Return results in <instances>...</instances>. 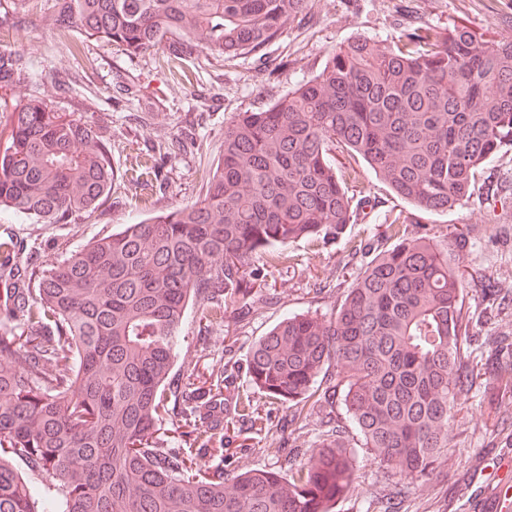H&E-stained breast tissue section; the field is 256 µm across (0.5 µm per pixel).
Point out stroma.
Returning a JSON list of instances; mask_svg holds the SVG:
<instances>
[{
	"mask_svg": "<svg viewBox=\"0 0 512 512\" xmlns=\"http://www.w3.org/2000/svg\"><path fill=\"white\" fill-rule=\"evenodd\" d=\"M12 3L0 0V48L24 56L29 77L8 90V98L18 102L42 92L48 75L65 77L69 88L54 96L56 108L91 120L109 115L112 167L119 179L107 203L67 224H34L8 211L0 213V236L9 234L22 242V260L37 269L122 225L195 200L214 168L231 117L264 107L311 78L341 43L357 36L392 43L412 26L442 28L457 23L512 35V0H313L261 55L227 61L199 51L185 62L184 77L176 80L162 51L132 54L74 28L53 29L47 17L54 0H28L19 10ZM188 129L195 132L199 147L168 158L167 189L151 187L138 196L127 194L121 181L144 141L164 140ZM339 174L358 212L356 220L327 248L298 240L282 249L274 267L256 259V267L267 270L274 300L247 314L234 313L227 322L205 330L195 310L187 312L170 375L172 385H180L193 371L220 369L226 352H233L238 364L236 390L252 395L267 415L271 430L266 443L285 446L279 453L244 451L241 436L226 433L227 469L285 472L289 450L312 447L324 415H345L338 397L327 409L308 405L306 419L294 424L287 405L254 391L246 365L253 343L284 316L330 314L336 297L317 296L318 284L348 287L382 247V224L411 211L358 158L342 156ZM415 218L420 230L439 236L441 246L458 258L465 309L475 313L484 309L488 285L512 295V142L486 164L474 196L465 205L445 212H419ZM462 230L467 241L460 248L454 237ZM353 240L366 244V252L351 254ZM470 366L475 383L456 408L448 459L439 473L398 490L365 449H358V486L336 503L333 512H488L494 489L512 480V387L486 385L491 363L481 353H472Z\"/></svg>",
	"mask_w": 512,
	"mask_h": 512,
	"instance_id": "35a3bbf8",
	"label": "stroma"
}]
</instances>
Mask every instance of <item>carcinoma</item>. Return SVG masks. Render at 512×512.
<instances>
[{
    "label": "carcinoma",
    "mask_w": 512,
    "mask_h": 512,
    "mask_svg": "<svg viewBox=\"0 0 512 512\" xmlns=\"http://www.w3.org/2000/svg\"><path fill=\"white\" fill-rule=\"evenodd\" d=\"M308 0H55L50 17L129 53L259 54ZM25 78L0 50V87ZM0 120V209L38 224L98 210L115 183L107 122L34 96ZM512 141V36L414 27L395 46L357 37L269 106L236 113L205 194L126 224L46 269L0 238V512H332L355 489V444L328 424L288 473L224 471L220 431L268 419L214 373L166 390L190 301L202 328L249 309L270 284L254 258L299 239L324 245L353 222L336 149L361 158L421 212L462 205ZM148 158L128 186L154 185ZM406 215L330 316L294 314L247 356L254 386L303 419L341 394L361 447L413 482L448 456L472 386L477 321L459 266ZM178 417L170 448L159 431Z\"/></svg>",
    "instance_id": "1"
}]
</instances>
